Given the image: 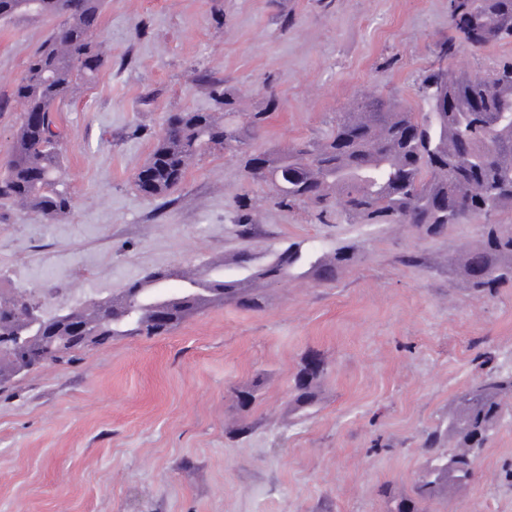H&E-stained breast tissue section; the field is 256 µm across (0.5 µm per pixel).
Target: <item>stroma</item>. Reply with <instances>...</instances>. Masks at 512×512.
I'll return each instance as SVG.
<instances>
[{
	"label": "stroma",
	"mask_w": 512,
	"mask_h": 512,
	"mask_svg": "<svg viewBox=\"0 0 512 512\" xmlns=\"http://www.w3.org/2000/svg\"><path fill=\"white\" fill-rule=\"evenodd\" d=\"M54 23H0L9 98ZM450 31L448 0H105L98 76L58 104L70 213L0 206V292L61 314L150 272L243 284L291 244L342 251L325 283L307 267L261 287L262 307L204 309L165 336H118L0 388V512H392L430 432L483 362L512 367V288L478 297L449 266L475 223L314 221L281 208L221 151L192 163L169 204L133 185L168 114L208 112L202 74L243 112H270L253 152L319 140L365 91L417 109ZM512 38L451 59L486 75ZM251 221L235 223L240 202ZM321 374L301 406L309 359ZM424 512H512V417L469 489Z\"/></svg>",
	"instance_id": "stroma-1"
}]
</instances>
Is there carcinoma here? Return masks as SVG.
I'll use <instances>...</instances> for the list:
<instances>
[{"label":"carcinoma","mask_w":512,"mask_h":512,"mask_svg":"<svg viewBox=\"0 0 512 512\" xmlns=\"http://www.w3.org/2000/svg\"><path fill=\"white\" fill-rule=\"evenodd\" d=\"M102 0H0V20L16 17L62 19L29 57L13 96L28 103L15 123L13 149L0 176V204L18 205L46 219L69 214L72 196L59 179L61 133L54 106L89 82L103 66L97 36L88 18L101 16ZM452 35L438 44V58L479 49L512 37V0H448ZM214 112H179L167 117L172 131L156 143L144 168L154 174L155 197L180 184L190 163L212 152L213 138L224 134L240 145L233 157L254 182H274L278 171L288 179L274 186L275 204L306 206L321 218L336 215L352 223L411 224L427 235H439L450 224L495 217L512 210V63L487 77L439 67L419 89L425 111L410 112L374 96L360 99L336 116L324 139L305 142L284 154L265 153L266 166L254 165L248 152L268 113L278 107L270 96L264 108L239 112L235 96L224 83L208 81ZM456 101L443 111L437 95ZM495 127L493 141L484 136ZM338 253L316 249L302 253L291 245L264 269L261 277L278 279L300 263L317 276H336ZM456 266L477 296L512 284V226L486 224L475 243L459 254ZM169 274L149 276L106 300L91 299L71 311L89 325L91 342L36 340L31 350L43 364L66 363L72 353L103 345L115 336H163L203 308L229 300L244 308H261L258 295L236 280H184L175 293L164 289ZM29 292L13 293L14 302L0 299V387L27 374L29 368L9 353L11 336L31 325L19 310ZM512 370L491 368L457 392L445 428L432 432L423 448L426 462L413 482L412 495L395 500L393 512H419V504L467 489L482 449L501 422L512 415Z\"/></svg>","instance_id":"carcinoma-1"}]
</instances>
